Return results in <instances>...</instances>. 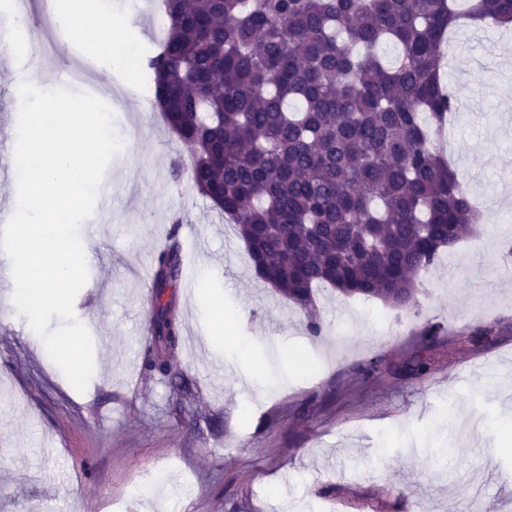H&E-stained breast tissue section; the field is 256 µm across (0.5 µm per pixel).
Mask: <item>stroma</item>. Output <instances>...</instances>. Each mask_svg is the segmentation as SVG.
<instances>
[{"instance_id": "1", "label": "stroma", "mask_w": 512, "mask_h": 512, "mask_svg": "<svg viewBox=\"0 0 512 512\" xmlns=\"http://www.w3.org/2000/svg\"><path fill=\"white\" fill-rule=\"evenodd\" d=\"M149 0H112L152 49ZM441 75L458 95L448 160L486 219L419 274L418 313L329 289L325 330L258 278L231 222L194 188L186 146L151 106L114 113L123 144L79 229L93 259L73 309L94 373L76 391L0 314V512H512V28L451 30ZM192 285L168 376L145 377L151 278L169 236ZM224 324L201 334L203 295ZM494 323L488 339L477 328ZM441 325L433 368L404 375L417 332ZM385 355L389 372L357 370ZM275 385L256 391L255 375ZM149 496L131 487L156 471Z\"/></svg>"}]
</instances>
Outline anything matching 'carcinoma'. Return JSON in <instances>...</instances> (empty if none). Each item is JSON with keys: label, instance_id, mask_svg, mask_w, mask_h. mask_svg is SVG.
I'll return each instance as SVG.
<instances>
[{"label": "carcinoma", "instance_id": "carcinoma-1", "mask_svg": "<svg viewBox=\"0 0 512 512\" xmlns=\"http://www.w3.org/2000/svg\"><path fill=\"white\" fill-rule=\"evenodd\" d=\"M164 0L145 57L164 125L187 147L198 193L235 224L256 275L323 322L314 289L418 306L417 275L480 214L435 135L457 97L438 57L463 14L512 23V0ZM401 49L385 63L376 49ZM179 244L155 260L142 370L170 373L180 323L166 291ZM442 330L426 324L405 366L423 377Z\"/></svg>", "mask_w": 512, "mask_h": 512}]
</instances>
